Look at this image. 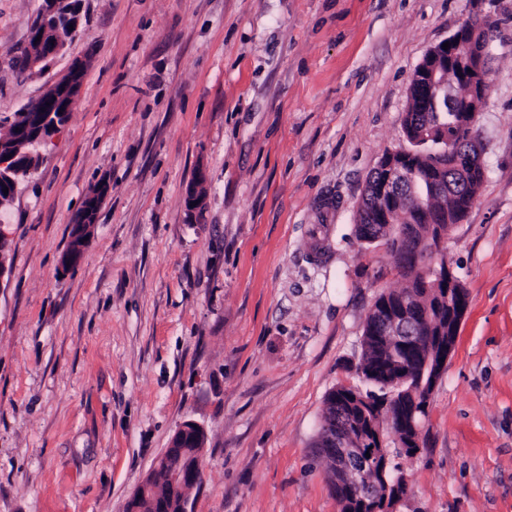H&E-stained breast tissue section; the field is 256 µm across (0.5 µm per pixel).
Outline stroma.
<instances>
[{
  "instance_id": "obj_1",
  "label": "stroma",
  "mask_w": 512,
  "mask_h": 512,
  "mask_svg": "<svg viewBox=\"0 0 512 512\" xmlns=\"http://www.w3.org/2000/svg\"><path fill=\"white\" fill-rule=\"evenodd\" d=\"M40 4L0 0V114L85 72L0 206V512H126L188 420L207 433L194 512H339L325 398L362 386L366 316L404 284L357 209L407 144L417 66L473 17L493 57L484 177L442 245L469 304L422 447L397 459L398 512H512V0H83L64 54L30 74L15 62ZM111 191L110 183L107 181H102L96 193L90 196V204L86 205L83 210L79 211V215L77 216L75 225L73 226H81V224H91L89 225V229H91L93 224H96L98 219V213L100 207L105 200V198L109 195Z\"/></svg>"
}]
</instances>
